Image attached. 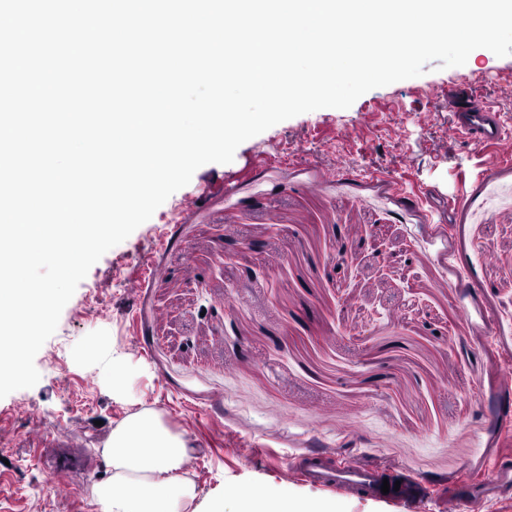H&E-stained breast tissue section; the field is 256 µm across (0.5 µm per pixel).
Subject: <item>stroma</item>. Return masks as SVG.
Masks as SVG:
<instances>
[{
    "mask_svg": "<svg viewBox=\"0 0 512 512\" xmlns=\"http://www.w3.org/2000/svg\"><path fill=\"white\" fill-rule=\"evenodd\" d=\"M425 69L200 167L90 268L39 382L0 399V512H97L101 450L145 409L229 510L246 486L320 496L287 467L317 450L419 486L338 512H512V491L479 487L512 456V161L448 135L464 84L512 133V56ZM354 225L365 243L337 267ZM53 440L94 461L67 496L39 453Z\"/></svg>",
    "mask_w": 512,
    "mask_h": 512,
    "instance_id": "1",
    "label": "stroma"
}]
</instances>
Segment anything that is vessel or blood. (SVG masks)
<instances>
[{"instance_id": "b4317fda", "label": "vessel or blood", "mask_w": 512, "mask_h": 512, "mask_svg": "<svg viewBox=\"0 0 512 512\" xmlns=\"http://www.w3.org/2000/svg\"><path fill=\"white\" fill-rule=\"evenodd\" d=\"M453 121L450 136L463 137L476 144L494 146L498 153L512 155V134L507 133L492 104L477 98L469 88L457 89L448 98ZM297 477L317 488L367 498H398V491L382 493L383 477L378 468L352 463L336 464L318 453H304L290 461Z\"/></svg>"}]
</instances>
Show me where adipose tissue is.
Here are the masks:
<instances>
[{"label":"adipose tissue","mask_w":512,"mask_h":512,"mask_svg":"<svg viewBox=\"0 0 512 512\" xmlns=\"http://www.w3.org/2000/svg\"><path fill=\"white\" fill-rule=\"evenodd\" d=\"M193 453L189 440L170 431L157 413L129 415L102 450L112 488L98 491L99 512H225L223 496L199 498L185 477ZM234 512H336V505L297 493L272 498L254 489L240 496Z\"/></svg>","instance_id":"obj_1"}]
</instances>
